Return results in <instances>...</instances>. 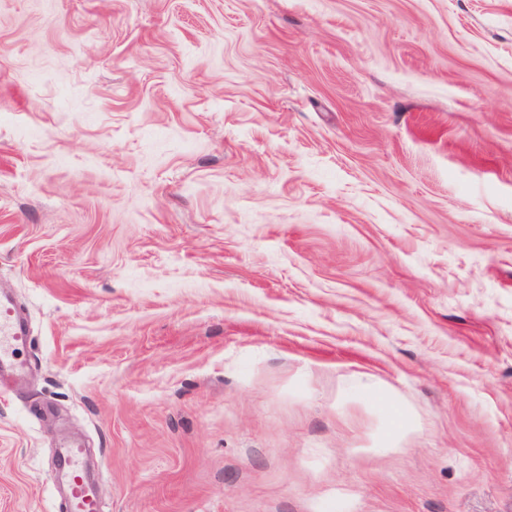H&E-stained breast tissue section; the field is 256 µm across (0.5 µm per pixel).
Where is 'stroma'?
Returning <instances> with one entry per match:
<instances>
[{
    "mask_svg": "<svg viewBox=\"0 0 512 512\" xmlns=\"http://www.w3.org/2000/svg\"><path fill=\"white\" fill-rule=\"evenodd\" d=\"M1 288L0 512H512V0H0ZM28 342L29 336L18 320L13 301L0 295V372L23 367L19 357ZM81 448L67 446L61 453L60 476L67 485L66 512H101L92 480L83 468Z\"/></svg>",
    "mask_w": 512,
    "mask_h": 512,
    "instance_id": "stroma-1",
    "label": "stroma"
}]
</instances>
